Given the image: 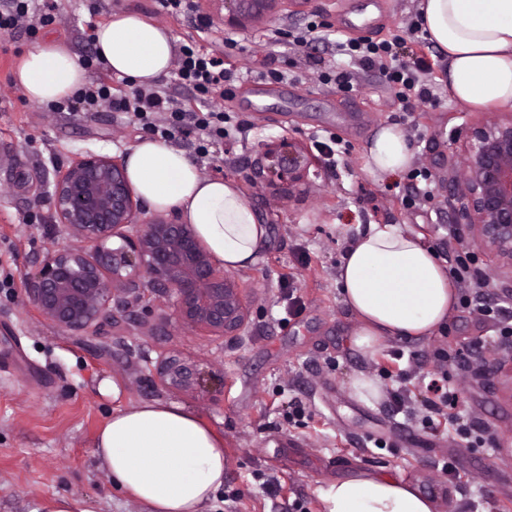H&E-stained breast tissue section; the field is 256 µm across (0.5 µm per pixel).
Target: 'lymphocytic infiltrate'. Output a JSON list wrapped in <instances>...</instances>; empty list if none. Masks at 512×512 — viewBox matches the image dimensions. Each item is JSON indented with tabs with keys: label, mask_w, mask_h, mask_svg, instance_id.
<instances>
[{
	"label": "lymphocytic infiltrate",
	"mask_w": 512,
	"mask_h": 512,
	"mask_svg": "<svg viewBox=\"0 0 512 512\" xmlns=\"http://www.w3.org/2000/svg\"><path fill=\"white\" fill-rule=\"evenodd\" d=\"M57 9L56 0H0V34L32 33L37 27L51 25L56 20ZM403 43V37L394 34L379 42L352 39L343 43L341 49L359 67L378 70L399 99L406 101L413 96L428 99L431 92L419 80L420 73L426 69L425 59L417 55L401 58L398 50ZM81 63L96 70L97 79L76 95L55 103L54 111L88 113L105 104L167 142L191 130L197 136V152L204 157L229 134L247 133L244 126L233 124L229 111L213 105L214 100L231 98L234 93L239 73L231 56L216 55L193 41L180 46L172 82L188 90L185 98L152 87L125 90L115 86L97 54L83 56ZM429 388L432 396L424 402L427 410L447 414L457 432L474 436L481 443L488 441L486 428L460 410L458 389L435 381L430 382Z\"/></svg>",
	"instance_id": "obj_1"
}]
</instances>
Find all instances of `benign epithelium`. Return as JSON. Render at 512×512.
I'll use <instances>...</instances> for the list:
<instances>
[{
    "label": "benign epithelium",
    "instance_id": "obj_1",
    "mask_svg": "<svg viewBox=\"0 0 512 512\" xmlns=\"http://www.w3.org/2000/svg\"><path fill=\"white\" fill-rule=\"evenodd\" d=\"M285 0H224V28L271 16ZM461 172L464 193L453 204L457 232L476 234L475 243L512 267V114L467 132ZM307 148L290 136L260 144L255 177L298 188L318 176ZM56 242L24 283L33 309L64 331H96L112 302L148 307L153 293L169 294L179 320L234 344L250 323L249 289L211 257L192 226L155 217L138 223L124 163L86 152L57 171L51 194ZM118 237L122 245L108 243ZM162 386L194 392L203 384L197 365L178 355L155 367Z\"/></svg>",
    "mask_w": 512,
    "mask_h": 512
}]
</instances>
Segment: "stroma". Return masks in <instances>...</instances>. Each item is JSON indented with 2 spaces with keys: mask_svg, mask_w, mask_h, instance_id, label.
Returning <instances> with one entry per match:
<instances>
[{
  "mask_svg": "<svg viewBox=\"0 0 512 512\" xmlns=\"http://www.w3.org/2000/svg\"><path fill=\"white\" fill-rule=\"evenodd\" d=\"M360 0H309L272 20L286 30L319 15L332 25L308 47L270 48L258 32H237L232 50L242 81L233 119L249 126L247 139L225 138L210 156L193 138L174 139L206 177L238 181L251 197L269 243L258 262L235 276L250 286V325L233 346L194 331L174 316L167 296L151 309L113 305L115 325L97 334L63 331L27 303L24 276L53 244L48 230L57 169L91 151L123 158L144 131L125 114L104 108L91 116L52 112L10 84L29 48L51 39L74 56L88 53L90 21L129 10L165 26L176 44L195 38L191 19L158 13L155 0H61L56 23L34 34L0 37V512H42L47 498L64 495L83 512H146L113 487L94 454L96 434L118 409L141 401H175L224 438V485L205 512H321L323 482L359 470L413 483L433 499L435 512H512V380L500 371L512 347L478 311L455 307L444 331L424 339L393 338L371 356L353 346L354 318L337 284L347 243L370 224H408L441 259L458 249L449 239V211L460 190L462 144L470 126L498 117L497 109L470 111L449 96L436 47L420 49L417 0H370L368 30L341 26V12ZM399 33L402 55L423 50L434 97L398 101L377 72L360 70L341 42ZM284 75L287 99H260L258 81ZM350 73L345 93L324 75ZM398 124L414 158L403 174L376 179L364 169L365 148L378 127ZM295 137L307 149L335 139L334 161L316 157L317 178L302 192L255 180L260 142ZM432 175L431 201L403 206L418 170ZM291 273L299 299L286 313L282 273ZM403 351L411 391L398 413L399 385L384 369ZM195 362L204 390L162 388L154 374L161 355ZM376 379L383 396L367 404L351 381ZM447 376L462 408L488 429L491 443H469L452 430L431 433L423 395L431 379Z\"/></svg>",
  "mask_w": 512,
  "mask_h": 512,
  "instance_id": "35a3bbf8",
  "label": "stroma"
}]
</instances>
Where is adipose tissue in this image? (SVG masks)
Here are the masks:
<instances>
[{
    "mask_svg": "<svg viewBox=\"0 0 512 512\" xmlns=\"http://www.w3.org/2000/svg\"><path fill=\"white\" fill-rule=\"evenodd\" d=\"M418 12L446 58L450 97L468 110H512V0H419ZM95 47L112 74L138 87L154 86L175 57L163 25L127 11L97 28ZM16 78L29 101L47 105L83 87L87 74L65 45L49 41L26 51ZM412 159L400 127L384 125L366 149L364 170L382 178ZM125 171L150 209L176 212L225 268H248L266 250L268 229L250 197L235 180L202 176L183 150L141 139L129 148ZM338 282L356 321L354 346L369 356L392 337L434 335L456 302L447 266L406 224L358 232L340 259ZM95 454L114 485L148 512H203L224 484L223 438L176 402L116 411L96 436ZM317 493L323 512H434L411 484L369 472Z\"/></svg>",
    "mask_w": 512,
    "mask_h": 512,
    "instance_id": "ef3b65f1",
    "label": "adipose tissue"
}]
</instances>
